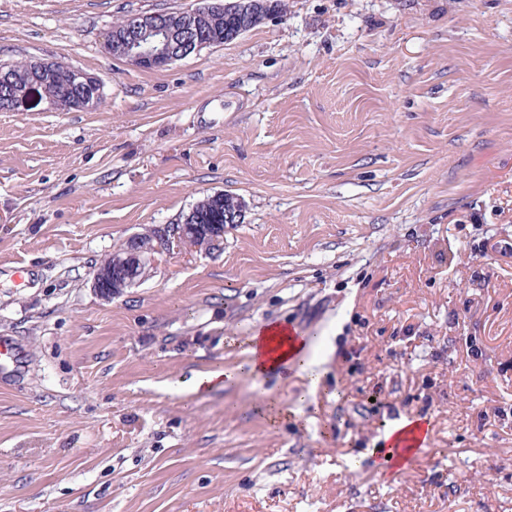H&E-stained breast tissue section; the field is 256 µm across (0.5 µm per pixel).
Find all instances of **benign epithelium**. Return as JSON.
<instances>
[{
	"mask_svg": "<svg viewBox=\"0 0 512 512\" xmlns=\"http://www.w3.org/2000/svg\"><path fill=\"white\" fill-rule=\"evenodd\" d=\"M266 7L263 0H196L195 6L174 15L145 13L129 17L124 26L112 29V42H104L103 48L120 44L124 48L125 61L137 68L162 69L202 50L213 46L208 33L199 27L203 15L222 14L231 9L238 19L231 37L239 36L256 16V11ZM58 63L36 61L32 63V77L26 88L10 95L7 111L18 112L40 101L42 84L56 72ZM70 89L75 92L73 102L81 109L97 107L102 100V83L98 76L82 69L70 70ZM243 206L224 214V223L201 226L191 222L182 225L180 234H172L167 227L160 228L154 243L146 246L138 234L133 235L122 249L113 251L97 268L91 288L100 297L110 300L127 288H131L147 276L149 268L158 258L181 250V238L188 235L192 244L186 252L209 254L224 239V225L241 224Z\"/></svg>",
	"mask_w": 512,
	"mask_h": 512,
	"instance_id": "obj_1",
	"label": "benign epithelium"
}]
</instances>
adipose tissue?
Masks as SVG:
<instances>
[{"instance_id": "1", "label": "adipose tissue", "mask_w": 512, "mask_h": 512, "mask_svg": "<svg viewBox=\"0 0 512 512\" xmlns=\"http://www.w3.org/2000/svg\"><path fill=\"white\" fill-rule=\"evenodd\" d=\"M307 344L293 329L280 323L259 328L248 340L247 372L259 376L281 367L306 363Z\"/></svg>"}]
</instances>
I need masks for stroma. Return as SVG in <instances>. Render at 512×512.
Instances as JSON below:
<instances>
[{
	"label": "stroma",
	"mask_w": 512,
	"mask_h": 512,
	"mask_svg": "<svg viewBox=\"0 0 512 512\" xmlns=\"http://www.w3.org/2000/svg\"><path fill=\"white\" fill-rule=\"evenodd\" d=\"M286 2L152 71L104 53L113 20L195 0H0V64L103 83L94 109L0 112V336L24 350L0 512H512V0ZM221 191L245 211L221 250L94 292ZM272 322L309 341L315 403L300 368L244 372ZM424 405L431 456L382 479L367 450Z\"/></svg>",
	"instance_id": "1"
}]
</instances>
